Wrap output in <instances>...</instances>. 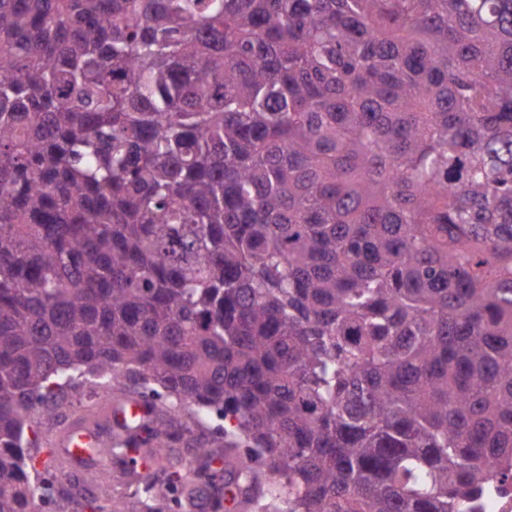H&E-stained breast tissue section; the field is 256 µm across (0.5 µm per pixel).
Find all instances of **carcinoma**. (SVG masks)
Wrapping results in <instances>:
<instances>
[{
	"label": "carcinoma",
	"instance_id": "1",
	"mask_svg": "<svg viewBox=\"0 0 512 512\" xmlns=\"http://www.w3.org/2000/svg\"><path fill=\"white\" fill-rule=\"evenodd\" d=\"M78 388L124 512L511 479L512 0H0V512Z\"/></svg>",
	"mask_w": 512,
	"mask_h": 512
}]
</instances>
